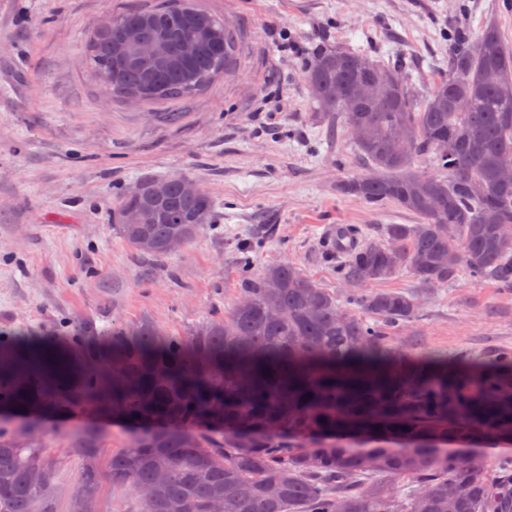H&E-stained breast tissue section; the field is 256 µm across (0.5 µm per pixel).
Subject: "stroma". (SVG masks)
<instances>
[{
  "mask_svg": "<svg viewBox=\"0 0 512 512\" xmlns=\"http://www.w3.org/2000/svg\"><path fill=\"white\" fill-rule=\"evenodd\" d=\"M153 2L0 0L1 334L79 320L100 330L148 320L185 334L237 300L238 245L260 224L269 231L249 256L253 273L289 259L342 295L320 258L331 227L373 236L417 218L338 191L362 167L346 131L311 105L303 68L315 45L400 66L421 98L448 67L454 29L493 20L512 43V0H198L235 24L233 71L188 97L131 103L91 68L88 39L108 12ZM173 174L208 192L221 218L181 251L139 254L113 229L112 207L141 180ZM395 342L451 359L512 347V294L459 276L420 293L418 320ZM15 425L64 456L63 490L79 471L80 431L102 433L104 462L137 431L88 410Z\"/></svg>",
  "mask_w": 512,
  "mask_h": 512,
  "instance_id": "obj_1",
  "label": "stroma"
}]
</instances>
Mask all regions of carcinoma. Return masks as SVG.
<instances>
[{"label": "carcinoma", "instance_id": "carcinoma-1", "mask_svg": "<svg viewBox=\"0 0 512 512\" xmlns=\"http://www.w3.org/2000/svg\"><path fill=\"white\" fill-rule=\"evenodd\" d=\"M133 30L169 61L126 57ZM197 51L180 52L181 36ZM92 67L112 94L143 102L189 96L224 72V21L187 0H163L108 17L89 39ZM385 71L372 100L362 78ZM316 108L354 139L366 171L339 189L394 202L418 224H383L346 251L336 275L342 298L298 265L255 276L239 246L240 295L222 316L173 336L143 321L112 325L103 341L79 321L0 340V406L46 415L95 409L140 432L101 468L99 438L73 444L82 458L67 512H101L103 481L129 489L137 512H512V465L493 474L456 444L512 442V348L448 360L399 348L418 320L416 292L364 287L408 271L420 289L461 274L512 290V46L497 24L458 30L448 70L418 101L401 67L317 46L305 67ZM467 100L456 112L452 101ZM455 148L436 150L441 139ZM429 158L442 174L414 167ZM122 194L112 223L133 250L163 258L170 242L193 243L216 224L212 197L180 175ZM64 458L31 431L0 422V512H62L56 473Z\"/></svg>", "mask_w": 512, "mask_h": 512}]
</instances>
